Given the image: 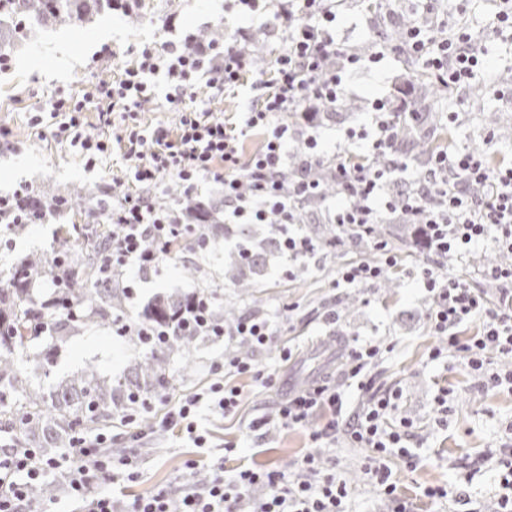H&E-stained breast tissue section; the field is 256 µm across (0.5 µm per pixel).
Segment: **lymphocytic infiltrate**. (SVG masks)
<instances>
[{
  "label": "lymphocytic infiltrate",
  "instance_id": "1",
  "mask_svg": "<svg viewBox=\"0 0 512 512\" xmlns=\"http://www.w3.org/2000/svg\"><path fill=\"white\" fill-rule=\"evenodd\" d=\"M229 7L252 13L273 11L280 22L278 38L282 52L272 75L259 79L256 95L241 124L225 122L197 97L199 83L220 89L234 86L254 69L247 42L200 46L188 53L174 47L157 52L143 46L134 61L119 76L94 85L82 99L58 97L50 114L33 118L42 134L70 141L85 152L88 163L111 155L113 144L123 146L122 158L131 166L127 191L113 195L105 219L112 229V244L102 255L103 274L125 277L129 269L139 273L159 272L173 241H191L193 249L208 246L204 235L188 239L176 208L157 202L156 194L166 181L178 183L184 192L212 180L222 185L224 208L238 224H268L275 231L280 253L287 260L314 257L320 245L298 227L300 201L325 199L323 187L307 171L318 166L320 125L318 109L335 108L344 95V77L359 67L357 54L336 42V6L332 0H228ZM403 56L422 60L441 86L454 90L473 82L479 73L483 47L467 31H449L448 22L425 0L417 21L398 47ZM162 76L165 99L178 123L170 129H143L136 116L143 103L156 95L154 76ZM94 109L104 129H116L115 138H92L81 132L82 114ZM399 121L383 100L373 104L369 128L361 130L368 158L335 164L336 192L343 206L327 210V223L340 231L337 245H344L345 232L371 238L381 223L380 196L386 171L403 170L394 156ZM264 134L261 149L250 157L241 154V139L247 131ZM305 155V171L286 177L294 152ZM385 156L387 168L374 167L371 157ZM427 255L421 270L422 283L432 298L431 327L446 340L433 357L451 353L482 375L487 387L512 391V369L499 361L512 360V264L483 269L485 279L500 287L498 306L489 309L482 289L453 278L451 261L472 251L485 240L497 250L512 254V165H490L479 151L437 153L415 180L401 206ZM378 261L341 267L337 285H356L381 279L397 264L396 256L383 242H375ZM211 294L197 295L177 324L164 330L134 319H119L122 336L139 337L143 345L158 347L172 336H201L223 343L224 354L210 365L207 389L181 399L160 425L184 426L196 447H203L194 418L201 406L225 417L239 406L238 387L226 384L229 375H250L265 387L276 381L252 360L233 351L239 342L256 350L270 349L284 322L278 314H250L232 322L214 319ZM480 321L481 331L463 340L459 326ZM374 345L344 350L341 356L346 378L358 379L367 397L348 408L341 386L322 380L309 388L293 390L281 402L275 416H261L250 424L255 438H263L270 425L295 428L306 425L318 412L325 423L310 438L329 448L343 441L354 448L371 449L364 477L374 491L387 500L391 512H416V505L399 491V470L417 467L416 456L406 443L414 435L412 421L397 417L398 391L375 393L363 374L377 358ZM106 433L79 435L66 448L47 455L36 448H18L12 441L0 444V512H47L29 496L31 486L60 479L67 498L80 502L82 512H348L347 483L335 468L322 467L318 457L306 455L294 472L277 469H243L225 479L223 462L211 465L206 475L196 473V463H187L185 475L165 489L125 500L114 488L137 480L138 456L114 458L108 452Z\"/></svg>",
  "mask_w": 512,
  "mask_h": 512
}]
</instances>
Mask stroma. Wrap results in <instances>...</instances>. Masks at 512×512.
I'll return each instance as SVG.
<instances>
[{"mask_svg":"<svg viewBox=\"0 0 512 512\" xmlns=\"http://www.w3.org/2000/svg\"><path fill=\"white\" fill-rule=\"evenodd\" d=\"M380 2L381 11L376 14L368 11L361 0H341L336 9L337 38L351 52L365 57L379 46L376 31L380 22L392 28L404 27L417 17L414 0ZM493 9L491 0H471L463 14L456 0H443L449 27L469 23L484 45L478 81L486 90L483 98L477 99L469 87L458 88L442 107L458 115L452 125L449 152L477 150L488 157L512 160V56L502 51L499 39L484 25ZM248 24V18L225 11L224 0H142L141 9L133 14L115 10L81 28L62 26L43 33L36 44L19 48L10 71L0 72V132L6 133L10 141L9 147L0 148V195L13 194L24 186L36 191L72 185L124 191L127 182L120 155L87 166L78 149L41 135L31 120L33 113L49 110L58 97L78 99L91 84L116 78L121 67L132 60L133 50L142 44L151 43L161 49L166 42L180 41L184 34L196 35L216 26L230 36ZM254 37L266 45L267 53L264 60L256 62L255 72L246 76L243 85L223 91L202 85L197 90L198 98L207 102L211 111L223 113L232 121L241 120L254 95L253 83L271 70L281 49L280 41L267 30H255ZM345 84L346 93L336 107L337 119L320 128L322 149L328 159L344 151L357 152L356 143L347 140L346 134L369 125L375 100H384L397 110L422 93L409 74L406 57L393 49L376 66L348 72ZM494 110L503 119L492 131L483 116ZM58 224V218L52 215L40 224H0V281L6 280L10 268L23 260L50 257ZM241 230L238 224H222L219 231L208 235L207 255L188 249L165 259L159 273H131L134 294L126 300L125 315L139 318L156 294L187 295L205 287L214 294V308L220 313L230 308L240 317L287 311L290 327L279 337L277 349L258 354L246 344L236 347L239 356L256 358L280 385L266 389L250 376L234 377L233 385L242 391L236 414L219 421L209 411H201L197 426L206 433L207 442L198 448L179 431L160 429L158 421L184 395L208 388L211 377L207 365L223 348L201 341L186 351L166 352L174 386L163 400L155 402L151 413L139 420L137 428L145 434L143 443L125 437L124 427L113 428V456L136 451L142 456L141 476L127 485L126 495L163 489L184 472L190 461L201 473L218 460L228 472L244 463L289 470L304 455L313 453L335 458L351 489L350 512H385L384 501L363 479L369 449L315 447L306 427L270 430L264 446L257 448L248 430L252 419L272 413L289 390L308 386L327 374L339 375L337 350L348 338L381 345L382 353L370 370L373 383L382 390L398 389L402 394L399 414L415 425V436L408 447L419 455L420 464L415 472H401V491L419 501L422 512H455L452 499L427 501L423 490L466 478L477 512H498V477L490 454L505 443L506 428L512 425V392L485 390L480 376L459 359L430 360L431 350L440 345L441 339L428 325L431 302L418 280L425 261L420 246L411 239L402 242L388 238L389 247L399 258V267L392 275L400 286L391 292L375 282L335 287L337 268L376 257L370 242L349 239L341 249L321 258L304 257L288 265L279 257L269 258L254 288L245 294L229 277ZM499 261V251L488 240L468 260L454 263L448 271L495 297L499 294L496 284L481 281L478 270ZM331 309L337 318L333 325L324 321ZM284 348L292 350V360H282L280 351ZM29 352L32 361L19 362L18 373L37 392L49 391L61 380L91 371L104 379L122 380L145 355L130 337L117 335L111 326L100 322L78 325L59 345L41 337ZM442 387L448 390V410L444 413L434 402ZM228 444L233 447L229 453L224 450Z\"/></svg>","mask_w":512,"mask_h":512,"instance_id":"1","label":"stroma"}]
</instances>
